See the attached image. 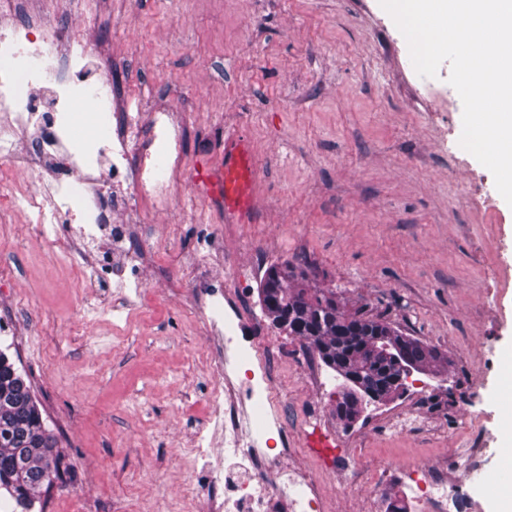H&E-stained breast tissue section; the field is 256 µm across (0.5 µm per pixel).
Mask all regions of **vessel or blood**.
<instances>
[{"mask_svg":"<svg viewBox=\"0 0 512 512\" xmlns=\"http://www.w3.org/2000/svg\"><path fill=\"white\" fill-rule=\"evenodd\" d=\"M255 162L243 138L235 137L224 146V208L248 221L252 208V186Z\"/></svg>","mask_w":512,"mask_h":512,"instance_id":"b4317fda","label":"vessel or blood"}]
</instances>
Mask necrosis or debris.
Here are the masks:
<instances>
[{
    "mask_svg": "<svg viewBox=\"0 0 512 512\" xmlns=\"http://www.w3.org/2000/svg\"><path fill=\"white\" fill-rule=\"evenodd\" d=\"M0 16L8 25L0 31V158L21 159L31 178L43 165L53 170L51 186L36 184L21 191L18 201L35 224L51 225L61 233L68 224L82 227L87 245L102 236L118 234V213L138 202L150 201L156 211L167 208L173 176L184 156L185 128L171 113H154L149 126L134 120L112 132V87L108 77L87 71L95 42L58 24L47 14H35L28 0H0ZM86 108L91 134L77 137L74 114ZM125 184L112 193V183ZM231 367L234 376L248 382L241 400H234L222 381H214L208 405L214 429L224 432V454L216 456L210 442H196V455L208 458L204 474L195 477V489H207L223 498L224 512H278L282 500L293 502L295 512H319L313 500L295 496L286 476V455H270L273 480L256 475L231 477L224 473V458L249 462L256 453L258 426H273L280 443L288 432L266 411V386L249 383L252 350L239 346ZM464 486L449 484L434 473L419 487L420 512H457Z\"/></svg>",
    "mask_w": 512,
    "mask_h": 512,
    "instance_id": "4bbe7bcc",
    "label": "necrosis or debris"
}]
</instances>
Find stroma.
Here are the masks:
<instances>
[{
    "label": "stroma",
    "mask_w": 512,
    "mask_h": 512,
    "mask_svg": "<svg viewBox=\"0 0 512 512\" xmlns=\"http://www.w3.org/2000/svg\"><path fill=\"white\" fill-rule=\"evenodd\" d=\"M92 26L112 66L117 111L147 124L165 109L185 122V168L163 214L141 202L124 238L153 261L144 287L87 292L62 262L79 233L42 239L13 197L27 183L0 160V352L24 373L72 476L40 512H213L184 485L203 466L191 449L209 430L207 390L223 354L197 286L224 269V309L255 327L256 363L288 431V463L312 477L329 512H381L366 482L419 512L391 459L442 466L495 512L489 486L507 427L499 389L512 360V207L491 172L459 145L463 105L448 83L417 75L379 0H100ZM246 136L257 157L247 223L225 221L211 177L224 143ZM154 224V240H137ZM222 230L211 255L197 227ZM305 260L313 282L348 307L436 347L435 374L403 395L339 420L336 374L310 385L303 340L263 316L266 268ZM287 351L279 359L278 351ZM321 412H314L312 400ZM472 449L466 465L454 451Z\"/></svg>",
    "instance_id": "stroma-1"
}]
</instances>
